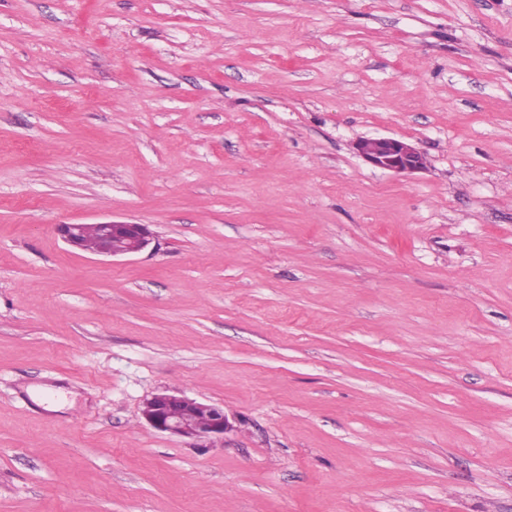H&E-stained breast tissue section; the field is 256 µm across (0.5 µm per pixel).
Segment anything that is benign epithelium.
<instances>
[{
    "label": "benign epithelium",
    "mask_w": 512,
    "mask_h": 512,
    "mask_svg": "<svg viewBox=\"0 0 512 512\" xmlns=\"http://www.w3.org/2000/svg\"><path fill=\"white\" fill-rule=\"evenodd\" d=\"M357 154L371 166L397 174H411L426 166L424 153L414 144L395 137L361 138L355 143ZM85 225L60 224L58 233L65 243L84 249ZM96 253L119 257L139 253L151 244V233L144 224L100 223ZM142 418L153 430L187 438L205 448L224 438L233 428L224 410L178 392H162L147 399Z\"/></svg>",
    "instance_id": "7a95c632"
}]
</instances>
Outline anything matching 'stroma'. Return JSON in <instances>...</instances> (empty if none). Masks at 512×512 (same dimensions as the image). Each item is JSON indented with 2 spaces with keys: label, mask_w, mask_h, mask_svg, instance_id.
Returning <instances> with one entry per match:
<instances>
[{
  "label": "stroma",
  "mask_w": 512,
  "mask_h": 512,
  "mask_svg": "<svg viewBox=\"0 0 512 512\" xmlns=\"http://www.w3.org/2000/svg\"><path fill=\"white\" fill-rule=\"evenodd\" d=\"M0 512H512V0H0ZM357 154L371 166L397 174H411L426 166L424 153L414 144L395 137L361 138ZM96 253L119 257L139 253L151 244V233L144 224L100 223ZM142 418L153 430L187 438L197 448L223 439L233 428L223 409L178 392L166 391L147 399Z\"/></svg>",
  "instance_id": "35a3bbf8"
}]
</instances>
